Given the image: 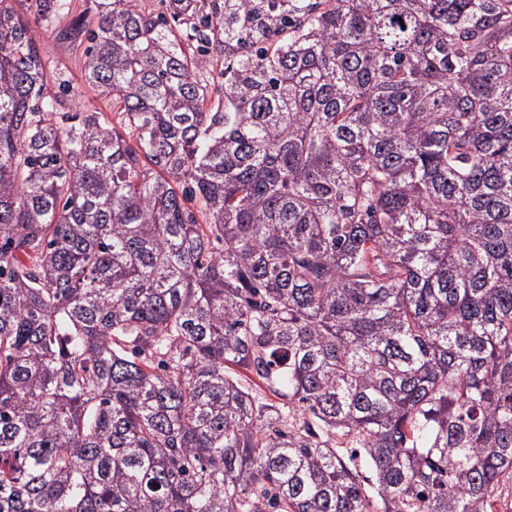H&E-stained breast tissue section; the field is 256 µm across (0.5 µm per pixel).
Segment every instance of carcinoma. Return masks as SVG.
Returning a JSON list of instances; mask_svg holds the SVG:
<instances>
[{
	"mask_svg": "<svg viewBox=\"0 0 512 512\" xmlns=\"http://www.w3.org/2000/svg\"><path fill=\"white\" fill-rule=\"evenodd\" d=\"M68 14L0 0V512H497L512 0H91L115 124ZM85 1L91 0H71L72 11L70 15L60 22L35 26V35L39 41L40 52L44 60L50 64L46 77L49 84H52L55 78L62 76L66 78L79 91V104L86 106L90 110L105 112L109 120L115 121L112 116V105L101 96L98 91L84 84L81 78L82 71V48L70 41L62 40L59 36L60 30L67 25L71 17L78 15L86 7Z\"/></svg>",
	"mask_w": 512,
	"mask_h": 512,
	"instance_id": "1",
	"label": "carcinoma"
}]
</instances>
